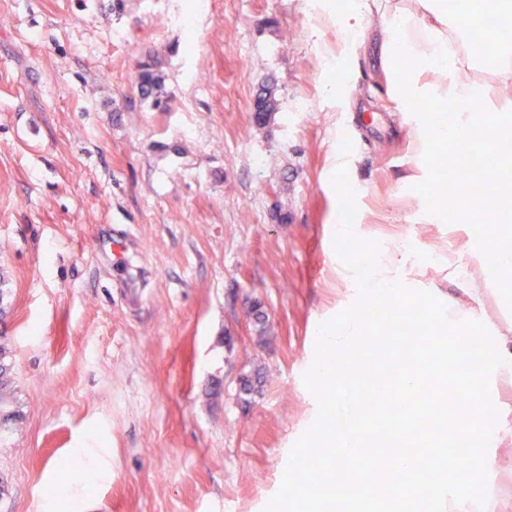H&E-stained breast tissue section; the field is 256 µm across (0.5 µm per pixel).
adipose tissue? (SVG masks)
I'll return each instance as SVG.
<instances>
[{
    "instance_id": "obj_1",
    "label": "adipose tissue",
    "mask_w": 512,
    "mask_h": 512,
    "mask_svg": "<svg viewBox=\"0 0 512 512\" xmlns=\"http://www.w3.org/2000/svg\"><path fill=\"white\" fill-rule=\"evenodd\" d=\"M388 26L408 30L403 39H387L382 47L385 69L401 89L406 103L428 99L438 104L435 112H421L414 126L421 162H428L432 147L448 139L463 143L499 141L503 130L497 117L475 113L478 86L459 78L460 60L448 35L447 0H416L413 10L387 18ZM420 59L424 69L439 73L438 81L426 80L422 72H407L404 58ZM480 183L441 186L433 201L423 210L425 220L435 223L448 219L449 210L469 209L470 198L483 196Z\"/></svg>"
}]
</instances>
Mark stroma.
Returning <instances> with one entry per match:
<instances>
[{"instance_id":"obj_1","label":"stroma","mask_w":512,"mask_h":512,"mask_svg":"<svg viewBox=\"0 0 512 512\" xmlns=\"http://www.w3.org/2000/svg\"><path fill=\"white\" fill-rule=\"evenodd\" d=\"M195 2L0 0V338L23 414L0 445V512H264L317 420L303 375L319 326L350 304L338 166L362 240L438 255L421 279L465 307L446 278L462 261L482 290L477 320L512 321V277H488L469 228L420 217L447 169L400 179L418 152L380 14H364L355 47L339 31L353 0ZM459 54L484 111L512 115V76ZM149 56L163 111L138 98ZM265 90L276 111L257 130ZM481 154L473 176L497 194L512 166L500 146ZM492 459L485 510L448 512H512V433Z\"/></svg>"}]
</instances>
